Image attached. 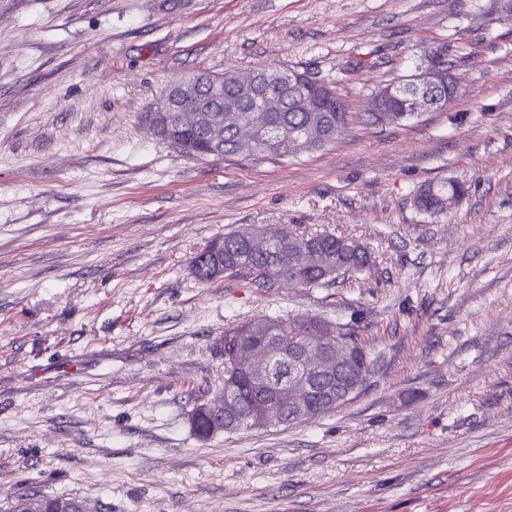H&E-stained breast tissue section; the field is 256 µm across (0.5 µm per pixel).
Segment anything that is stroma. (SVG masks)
<instances>
[{
    "label": "stroma",
    "instance_id": "stroma-1",
    "mask_svg": "<svg viewBox=\"0 0 512 512\" xmlns=\"http://www.w3.org/2000/svg\"><path fill=\"white\" fill-rule=\"evenodd\" d=\"M444 47V111L368 119ZM371 69L350 72L348 61ZM331 82L335 143L251 163L178 155L151 114L199 70ZM467 192L434 219L422 185ZM240 224L326 229L371 274L260 293L191 258ZM356 326L363 390L290 426L199 437L227 324ZM512 512V22L491 0H0V512ZM62 505L63 508L59 506ZM56 509L70 512H81L82 504L75 499L50 495L22 496L8 512H38Z\"/></svg>",
    "mask_w": 512,
    "mask_h": 512
}]
</instances>
